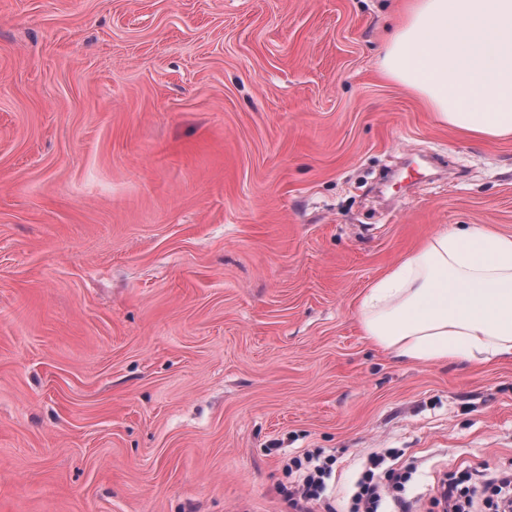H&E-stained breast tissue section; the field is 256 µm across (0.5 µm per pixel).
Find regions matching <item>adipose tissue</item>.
<instances>
[{"instance_id":"1","label":"adipose tissue","mask_w":512,"mask_h":512,"mask_svg":"<svg viewBox=\"0 0 512 512\" xmlns=\"http://www.w3.org/2000/svg\"><path fill=\"white\" fill-rule=\"evenodd\" d=\"M383 74L480 139L512 136V0H410ZM365 336L421 364L512 356V235L438 230L366 289Z\"/></svg>"}]
</instances>
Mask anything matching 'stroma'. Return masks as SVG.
Here are the masks:
<instances>
[{
	"mask_svg": "<svg viewBox=\"0 0 512 512\" xmlns=\"http://www.w3.org/2000/svg\"><path fill=\"white\" fill-rule=\"evenodd\" d=\"M407 0H0V512L336 508L512 464V357L400 361L366 288L437 229L512 235V137L379 62ZM329 457L321 448L304 449L288 457L285 464L288 478H291L288 501L296 512L316 511L314 506L323 507L325 512L335 510L326 494L333 474V463ZM393 449L371 453L357 479L353 484L351 495V512H410V503L400 496L406 478L402 475L394 477L393 469L388 470L394 477L392 485L383 483L382 477L375 473L393 455ZM401 480H405L402 482ZM385 510H381V509Z\"/></svg>",
	"mask_w": 512,
	"mask_h": 512,
	"instance_id": "stroma-1",
	"label": "stroma"
}]
</instances>
